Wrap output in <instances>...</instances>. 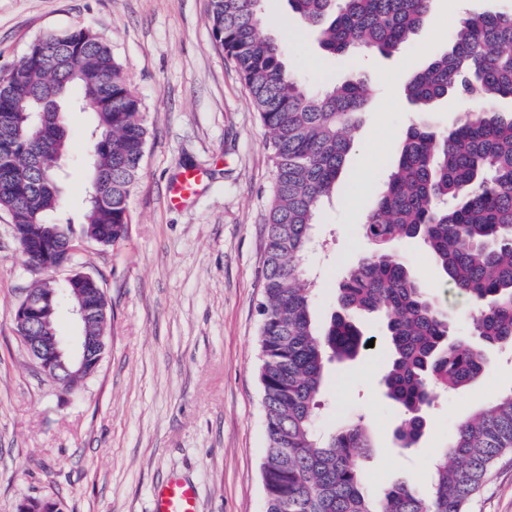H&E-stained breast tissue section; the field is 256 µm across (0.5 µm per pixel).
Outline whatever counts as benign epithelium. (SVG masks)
Segmentation results:
<instances>
[{
    "mask_svg": "<svg viewBox=\"0 0 512 512\" xmlns=\"http://www.w3.org/2000/svg\"><path fill=\"white\" fill-rule=\"evenodd\" d=\"M78 251L79 246L69 243L63 258L53 255L31 267L36 271H56L73 262ZM63 282L68 285L63 298H57L52 288L38 299L28 294L15 311L16 321L23 328L21 339L40 371L61 382L74 375L87 377L100 364L105 349L104 333L91 335L84 328L95 317L106 315L107 308L104 289L94 287L98 279L93 275L78 272L64 278ZM46 312L72 314L79 326V336L43 335L36 324ZM19 512H61V507L50 500L28 499L21 503Z\"/></svg>",
    "mask_w": 512,
    "mask_h": 512,
    "instance_id": "benign-epithelium-1",
    "label": "benign epithelium"
}]
</instances>
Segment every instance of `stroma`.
<instances>
[{"label":"stroma","mask_w":512,"mask_h":512,"mask_svg":"<svg viewBox=\"0 0 512 512\" xmlns=\"http://www.w3.org/2000/svg\"><path fill=\"white\" fill-rule=\"evenodd\" d=\"M512 0H428L410 45L389 57L325 58L316 33L293 17L288 0H265L267 16L291 19L281 38L287 67L308 83L340 82L353 65L365 76L368 106L330 204L316 218L318 248L306 265L321 310L335 306L336 282L368 249L360 225L408 126L420 121L404 94L409 75L446 51L461 20L508 10ZM87 26L108 39L141 98L149 130L141 174L129 199V231L118 246L84 239L85 144L90 113L69 114L66 203L55 223L82 244L60 276H96L109 306L107 348L97 371L73 389L52 382L18 338L15 308L39 279L0 211V512L28 498L64 512H151L154 487L177 473L191 480L198 512H266L265 454L258 378V306L263 294L265 214L272 164L265 131L237 68L215 42L209 0H0V74L37 38ZM201 183L179 207L169 195L181 175ZM455 333H469L467 305L443 283L426 251L397 245ZM372 348L329 368L322 428L364 416L373 449L362 461L378 493L402 481L419 490L456 424L512 389V350L492 351L489 371L439 399L418 447H400L401 411L384 394L382 328L367 319ZM468 512H512V455L494 464Z\"/></svg>","instance_id":"1"}]
</instances>
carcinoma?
<instances>
[{
    "instance_id": "carcinoma-1",
    "label": "carcinoma",
    "mask_w": 512,
    "mask_h": 512,
    "mask_svg": "<svg viewBox=\"0 0 512 512\" xmlns=\"http://www.w3.org/2000/svg\"><path fill=\"white\" fill-rule=\"evenodd\" d=\"M288 2L329 55L362 48L391 55L426 15V0ZM210 21L259 114L272 162L259 326L266 512H468L494 462L512 453V391L455 426L425 493L398 482L372 495L361 466L373 448L363 417L326 432L318 421L327 369L355 359L369 341L355 321L362 312L383 320V385L403 408L394 432L403 448L420 444L435 391L470 386L488 369V348L512 345V111L497 108L512 99V11L468 15L448 50L407 79L406 99L422 112L450 93L483 105L447 127L427 119L407 128L361 224L370 249L336 282V306L322 326L306 258L367 103L363 75L356 70L342 83L309 87L287 68L280 44L261 35L263 0H210ZM74 91L72 108L92 105L91 172L111 179L112 201L86 204L83 234L113 245L128 232V201L147 140L142 102L99 32L75 27L47 35L0 76V156L15 160L0 169V210L10 215L29 263L36 259L29 243L56 249L66 240L49 217L65 205L58 187L66 177L62 103ZM404 239L418 241L468 303L471 337L453 334L447 310L392 254Z\"/></svg>"
}]
</instances>
